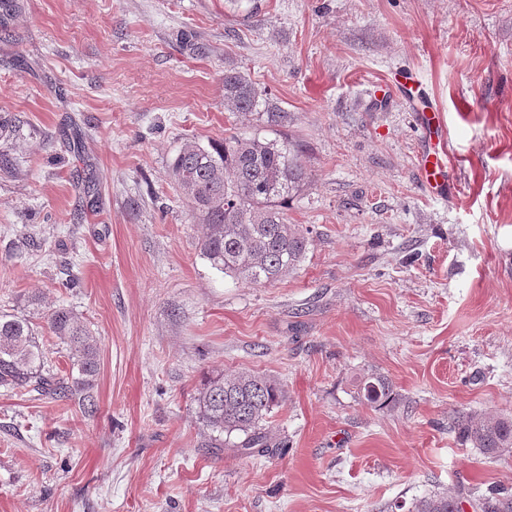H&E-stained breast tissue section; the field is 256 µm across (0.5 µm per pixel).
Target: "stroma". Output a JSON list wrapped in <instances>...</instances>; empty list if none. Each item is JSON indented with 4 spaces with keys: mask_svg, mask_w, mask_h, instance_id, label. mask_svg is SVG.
Listing matches in <instances>:
<instances>
[{
    "mask_svg": "<svg viewBox=\"0 0 512 512\" xmlns=\"http://www.w3.org/2000/svg\"><path fill=\"white\" fill-rule=\"evenodd\" d=\"M408 69L444 128L449 199L420 180L416 112L382 100ZM230 70L288 124L229 111ZM0 118V309L70 305L100 345L95 414L0 388V512H408L512 491V453L451 428L512 414V0H20ZM234 133L306 157L288 221L310 245L265 286L201 255L171 178L187 140ZM238 371L282 389L276 454L209 445L198 388ZM367 372L395 406L353 398ZM463 492L458 494H448V492H439L423 497L412 503L411 510L408 512H462Z\"/></svg>",
    "mask_w": 512,
    "mask_h": 512,
    "instance_id": "35a3bbf8",
    "label": "stroma"
}]
</instances>
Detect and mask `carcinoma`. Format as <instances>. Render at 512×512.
<instances>
[{
	"mask_svg": "<svg viewBox=\"0 0 512 512\" xmlns=\"http://www.w3.org/2000/svg\"><path fill=\"white\" fill-rule=\"evenodd\" d=\"M261 91L248 76L224 74V105L232 112L256 110ZM300 144L259 135L231 134L203 146L188 141L172 163V178L203 224L199 248L225 275L252 285L279 280L304 259L309 237L288 223V200L308 179ZM44 329L65 348L76 373L54 367L40 331L21 313L0 311V386L40 396L75 400L86 412L96 407L93 389L100 346L73 309L41 312ZM354 398L373 407L396 403L392 383L379 373L357 376ZM282 399L275 379L241 371L218 372L197 394L199 419L213 432L216 448L267 455L274 445L262 422ZM453 428L463 445L487 458L512 453V416L459 413ZM481 512H512V495L497 488L477 494ZM409 512H464L461 494L439 492L412 503Z\"/></svg>",
	"mask_w": 512,
	"mask_h": 512,
	"instance_id": "cac0c4a2",
	"label": "carcinoma"
}]
</instances>
